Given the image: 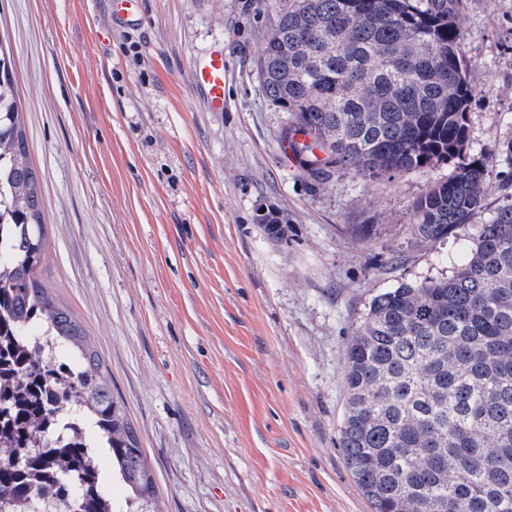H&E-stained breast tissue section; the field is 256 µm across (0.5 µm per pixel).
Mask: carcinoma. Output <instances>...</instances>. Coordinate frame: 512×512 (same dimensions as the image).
Returning a JSON list of instances; mask_svg holds the SVG:
<instances>
[{"mask_svg":"<svg viewBox=\"0 0 512 512\" xmlns=\"http://www.w3.org/2000/svg\"><path fill=\"white\" fill-rule=\"evenodd\" d=\"M462 0H292L264 37L266 97L291 115L279 134L315 180L455 163L414 205L420 240L448 237L485 208L487 165L508 168L512 140L466 156ZM0 512L62 492V512H114L102 448L153 512L154 482L112 378L41 277L48 250L19 122L10 56L0 46ZM286 238L278 216L260 222ZM337 446L372 512H512V201L481 225L449 277L377 295L346 345ZM93 439L47 448L57 392Z\"/></svg>","mask_w":512,"mask_h":512,"instance_id":"cac0c4a2","label":"carcinoma"}]
</instances>
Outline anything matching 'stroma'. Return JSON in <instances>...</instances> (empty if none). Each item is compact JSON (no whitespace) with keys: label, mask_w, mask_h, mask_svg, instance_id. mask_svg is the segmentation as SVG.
Segmentation results:
<instances>
[{"label":"stroma","mask_w":512,"mask_h":512,"mask_svg":"<svg viewBox=\"0 0 512 512\" xmlns=\"http://www.w3.org/2000/svg\"><path fill=\"white\" fill-rule=\"evenodd\" d=\"M280 8L141 0L123 21L110 0H0L40 174L42 277L112 377L159 512H371L337 446L346 344L376 295L452 275L512 197L490 166L475 222L420 241L413 206L453 164L311 180L281 152L288 115L257 73ZM459 20L477 156L512 140V0H463ZM213 53L220 111L191 80Z\"/></svg>","instance_id":"stroma-1"}]
</instances>
